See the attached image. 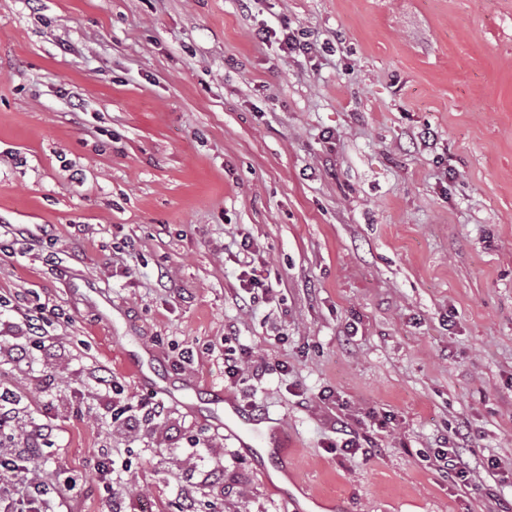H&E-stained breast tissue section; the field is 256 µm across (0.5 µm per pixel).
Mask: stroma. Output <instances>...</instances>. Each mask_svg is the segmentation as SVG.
I'll return each instance as SVG.
<instances>
[{
  "label": "stroma",
  "instance_id": "stroma-1",
  "mask_svg": "<svg viewBox=\"0 0 512 512\" xmlns=\"http://www.w3.org/2000/svg\"><path fill=\"white\" fill-rule=\"evenodd\" d=\"M0 242V381L86 472L71 512H107L105 454L128 512H290L205 414L113 419L129 352L279 426L314 512L512 507V0H0ZM228 343L265 375L231 387ZM445 440L498 465L456 485ZM241 247L243 250V257L239 261L242 263L243 267L250 268V270H243L241 272L240 289L245 294H251L252 290L254 291L255 288H265L266 283L255 274L256 268L253 266L255 263V251L252 249L253 244L247 239V237L242 239ZM246 276H248V279H244Z\"/></svg>",
  "mask_w": 512,
  "mask_h": 512
}]
</instances>
